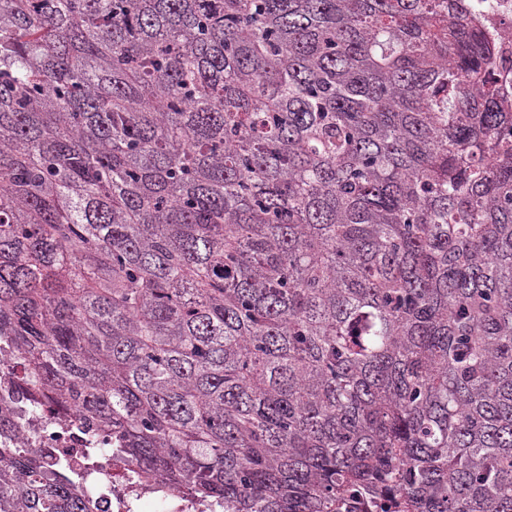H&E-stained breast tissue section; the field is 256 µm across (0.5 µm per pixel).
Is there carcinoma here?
Segmentation results:
<instances>
[{
	"mask_svg": "<svg viewBox=\"0 0 512 512\" xmlns=\"http://www.w3.org/2000/svg\"><path fill=\"white\" fill-rule=\"evenodd\" d=\"M465 0H0V339L213 512H512V109ZM0 512H93L0 447Z\"/></svg>",
	"mask_w": 512,
	"mask_h": 512,
	"instance_id": "1",
	"label": "carcinoma"
}]
</instances>
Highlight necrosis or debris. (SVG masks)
<instances>
[{
    "mask_svg": "<svg viewBox=\"0 0 512 512\" xmlns=\"http://www.w3.org/2000/svg\"><path fill=\"white\" fill-rule=\"evenodd\" d=\"M471 5L501 47L497 77L512 102V0H471ZM23 373L20 356L0 358V404L16 418L13 437L21 449L42 450L47 460L63 458L86 471L96 512H184L178 499L146 489V477L132 466L113 462L107 445L87 441L74 420L51 417L47 408L27 402L18 382Z\"/></svg>",
    "mask_w": 512,
    "mask_h": 512,
    "instance_id": "necrosis-or-debris-1",
    "label": "necrosis or debris"
}]
</instances>
